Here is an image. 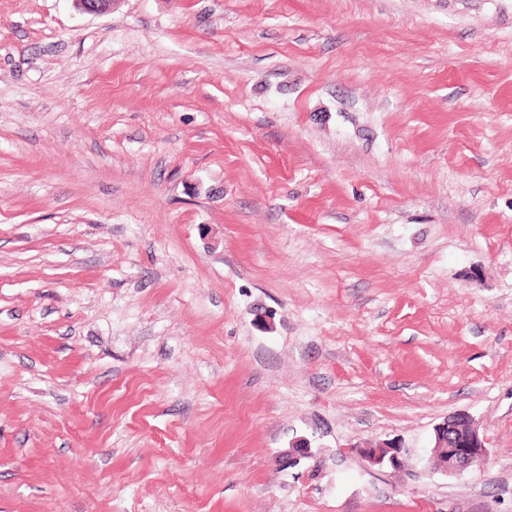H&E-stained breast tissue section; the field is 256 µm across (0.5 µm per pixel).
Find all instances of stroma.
<instances>
[{"label":"stroma","mask_w":512,"mask_h":512,"mask_svg":"<svg viewBox=\"0 0 512 512\" xmlns=\"http://www.w3.org/2000/svg\"><path fill=\"white\" fill-rule=\"evenodd\" d=\"M0 512H512V0H0ZM432 456L446 475L461 476L483 467L489 450L471 417L460 414L435 428ZM360 456L371 466H390L393 469L402 467L400 448L391 444H382L375 447H361Z\"/></svg>","instance_id":"stroma-1"}]
</instances>
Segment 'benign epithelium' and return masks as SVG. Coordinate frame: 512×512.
Listing matches in <instances>:
<instances>
[{"label":"benign epithelium","mask_w":512,"mask_h":512,"mask_svg":"<svg viewBox=\"0 0 512 512\" xmlns=\"http://www.w3.org/2000/svg\"><path fill=\"white\" fill-rule=\"evenodd\" d=\"M80 9L89 14H104L112 0H75ZM360 456L372 466L402 467L400 448L391 444L359 448ZM314 456L310 442L305 439L281 456L284 465L296 466L301 460ZM432 456L438 469L450 476H461L483 467L489 458L484 437L471 417L457 415L435 428Z\"/></svg>","instance_id":"obj_1"}]
</instances>
